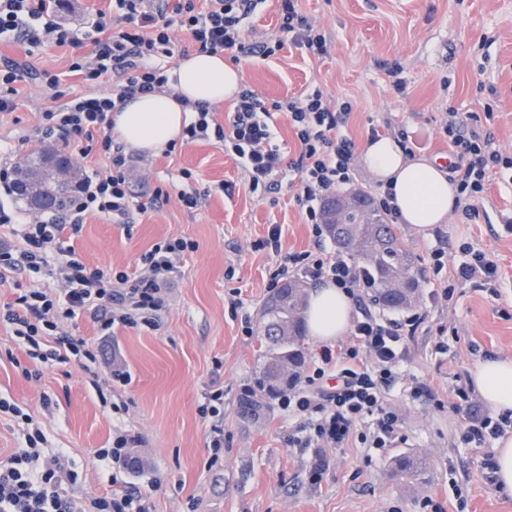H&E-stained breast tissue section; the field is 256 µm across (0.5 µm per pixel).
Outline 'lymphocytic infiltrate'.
<instances>
[{"mask_svg":"<svg viewBox=\"0 0 512 512\" xmlns=\"http://www.w3.org/2000/svg\"><path fill=\"white\" fill-rule=\"evenodd\" d=\"M263 0H112L111 22L96 21L78 32L60 23V0H0V35L36 48L52 42L79 47L94 46L92 56L72 57L69 69L89 84L100 83L106 73L116 76L109 94L72 93L58 74L42 71L39 80L57 105L42 113L34 128L36 138L50 145L76 146L81 157L96 155L104 168L82 178L64 214L33 216L14 207L9 198L18 165L0 164V229H8L16 245L0 244V285L10 286L14 298L0 306V324L27 356L44 368L74 360L96 362L98 355L83 337L69 335L66 322L91 313L102 336L114 326L157 329L158 314L167 301L173 275L196 242L171 237L156 243L140 258L137 276L111 274L88 268L71 243L87 214L107 217L116 224H131L136 214L156 208L170 197L156 189L148 201L133 204L131 171L134 159L112 135L109 119L117 102L155 92L168 83L166 73L178 48L173 29L185 31L201 52L237 50L243 55L271 56L292 43L314 58L327 53L324 33L298 8V0H279L281 39L259 46L246 44L245 33ZM288 112L299 142L290 158L276 143L273 111ZM352 106L330 104L320 88L266 108L258 94L244 87L223 123H216L214 107L196 103L193 118L184 127L185 142L217 139L239 164L251 192L272 193L283 179L297 180V197L312 227L314 249L291 254L271 275L277 286L286 275L312 281L325 280L343 289L354 302L350 340L333 349L322 347L305 368L301 383L280 401L289 416L297 418L306 443L340 448L350 438L377 450L394 447L400 439L398 419L385 405V393L405 359L406 342L424 323L414 313L396 321L382 317L365 304V272L347 253L322 248V202L352 185L356 179V144L347 133ZM475 115L449 110L440 135L454 162L448 179L457 189L456 205L470 223H478L482 201L490 185L505 171H512V157L503 155L494 137L471 129ZM462 260L446 286L431 289L437 304L452 300L456 288L469 286L495 292L498 262L493 255L466 243ZM42 274L46 282L26 287L18 276ZM471 391L458 387L448 407L462 418V442L472 448L489 447L512 428V415L476 413ZM0 414L13 417L22 431L24 445L0 463V512H149L140 491L123 486L92 499L69 497L65 482L77 474L63 450L46 448L40 425L19 405L0 397Z\"/></svg>","mask_w":512,"mask_h":512,"instance_id":"1","label":"lymphocytic infiltrate"}]
</instances>
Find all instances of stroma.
<instances>
[{
    "mask_svg": "<svg viewBox=\"0 0 512 512\" xmlns=\"http://www.w3.org/2000/svg\"><path fill=\"white\" fill-rule=\"evenodd\" d=\"M301 13L325 34L328 53L319 60L285 44L275 55L241 59L242 82L266 103L320 85L329 101L350 102L349 133L358 146L368 129L389 124V136L422 143L423 157L442 149L439 124L446 108L476 113L479 132L492 133L512 155V0H299ZM72 48L0 38V60L26 65L31 76L16 86L18 108L0 115V156L37 148L29 133L54 102L35 75L66 72ZM400 65L405 95L393 93L386 70ZM29 143H22V136ZM192 179H183L182 170ZM136 201L156 188L196 189L203 197L186 209L170 197L160 208L122 225L87 215L73 246L87 267L137 271L142 253L169 237H185L197 252L174 275L155 330L115 328L100 341L89 314L69 326L74 335L102 343L99 387L72 362L24 378L14 364L23 351L0 326V396L21 405L39 422L51 448L65 449L78 473L70 493L79 498L110 493L112 464L98 449L116 432L138 436L144 468L125 480L149 499L152 512H512V490L490 483L485 461L494 448H470L458 437L460 419L437 400L471 382L481 362L512 358V182L492 184L485 216L470 224L460 212L435 225L431 236L400 225L403 245L417 257L443 243L449 266L466 242L499 262L500 297L457 289L451 302L431 305L421 283L419 308L426 321L407 341V361L385 403L399 419L401 441L387 452L350 441L343 448L292 447L298 421L281 408L255 427L236 418L240 390L253 382L260 354L258 319L273 270L312 245L297 201V187L249 192L236 161L221 142H196L171 156L136 154L132 170ZM282 227V251L259 248L270 225ZM129 384L113 382V369ZM420 395H412L415 386ZM224 390V447L212 459L210 419L199 408L206 393ZM420 457L413 478L393 473L401 454Z\"/></svg>",
    "mask_w": 512,
    "mask_h": 512,
    "instance_id": "stroma-1",
    "label": "stroma"
}]
</instances>
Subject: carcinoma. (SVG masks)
Instances as JSON below:
<instances>
[{
    "mask_svg": "<svg viewBox=\"0 0 512 512\" xmlns=\"http://www.w3.org/2000/svg\"><path fill=\"white\" fill-rule=\"evenodd\" d=\"M45 210L61 211L69 196L54 191V181L42 187ZM349 223L337 224L332 215L342 196L336 194L323 203L325 229L336 247L351 253L369 274L373 302L384 310L400 312L419 299L421 268L416 256L404 247L392 224L375 208L370 196L353 193ZM304 281L288 279L275 288L263 303L259 336L263 351L258 376L244 388L237 400L236 417L244 427L262 423L273 402L288 394L300 380L306 364L303 340L307 329L308 306Z\"/></svg>",
    "mask_w": 512,
    "mask_h": 512,
    "instance_id": "obj_1",
    "label": "carcinoma"
}]
</instances>
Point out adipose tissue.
I'll use <instances>...</instances> for the list:
<instances>
[{
  "label": "adipose tissue",
  "mask_w": 512,
  "mask_h": 512,
  "mask_svg": "<svg viewBox=\"0 0 512 512\" xmlns=\"http://www.w3.org/2000/svg\"><path fill=\"white\" fill-rule=\"evenodd\" d=\"M169 75L168 87L123 101L113 112L112 131L127 149L153 152L165 147L181 136L190 116L189 103L217 106L236 97L241 87L239 70L226 64L220 52L190 54L180 59ZM362 161L376 179L392 187L402 223L424 233L447 223L456 188L442 166L406 155L401 144L389 136L368 143ZM308 315L309 335L328 344L347 331L352 305L344 291L329 284L311 291ZM471 377L494 410L512 411L511 358L480 363Z\"/></svg>",
  "instance_id": "1"
}]
</instances>
